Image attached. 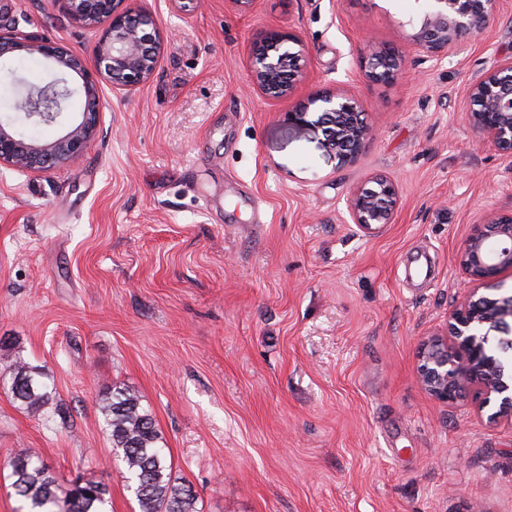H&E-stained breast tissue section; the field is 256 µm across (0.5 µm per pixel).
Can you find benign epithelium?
<instances>
[{"label": "benign epithelium", "mask_w": 512, "mask_h": 512, "mask_svg": "<svg viewBox=\"0 0 512 512\" xmlns=\"http://www.w3.org/2000/svg\"><path fill=\"white\" fill-rule=\"evenodd\" d=\"M70 23L95 29L98 39L92 64L51 40L34 41L21 34L13 20L0 12V61L19 53L44 57L55 77L39 89L27 90L19 101L23 117L34 123L59 125L67 101L84 97L80 117L50 141L27 140L12 121L0 120V166L39 173L64 166L94 143L100 118V83L117 92H130L153 77L164 41L152 13L132 0H53ZM496 0H423L411 21V43L438 63L455 47L489 27ZM365 76L377 83L396 81L405 56L389 47L367 46L360 51ZM302 43L293 33L271 30L252 49L249 84L269 99L289 97L305 82ZM469 122L512 156V59L499 62L472 81L467 89ZM319 113L327 127V145L341 165L355 162L372 131L361 117L356 96L348 89L309 94L302 113ZM398 205L394 182L376 177L369 187L356 188L346 198L351 221L370 232L390 224ZM459 265L481 289L497 293L489 298L473 292L448 317L441 338L420 352V381L438 401L452 404L463 390L478 385L484 398L480 410L496 423L512 421V368L495 353L512 348V291L500 276L512 269V211L492 213L478 225L458 257Z\"/></svg>", "instance_id": "benign-epithelium-1"}]
</instances>
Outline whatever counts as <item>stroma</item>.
I'll return each instance as SVG.
<instances>
[{
  "instance_id": "35a3bbf8",
  "label": "stroma",
  "mask_w": 512,
  "mask_h": 512,
  "mask_svg": "<svg viewBox=\"0 0 512 512\" xmlns=\"http://www.w3.org/2000/svg\"><path fill=\"white\" fill-rule=\"evenodd\" d=\"M164 51L131 93L100 85V133L68 165L0 167V354L47 374V416L0 377V512H20L10 460L109 488L135 512L97 411L109 385L152 413L200 512H512V422L475 390L422 386L418 355L471 284L458 256L483 215L512 210V156L469 127V83L512 58V0L426 62L414 0H142ZM25 35L90 59L95 32L53 0H11ZM298 35L304 85L244 92L263 33ZM402 52L368 80L363 39ZM354 89L372 137L338 166L313 90ZM385 175L393 223L372 232L350 190Z\"/></svg>"
}]
</instances>
